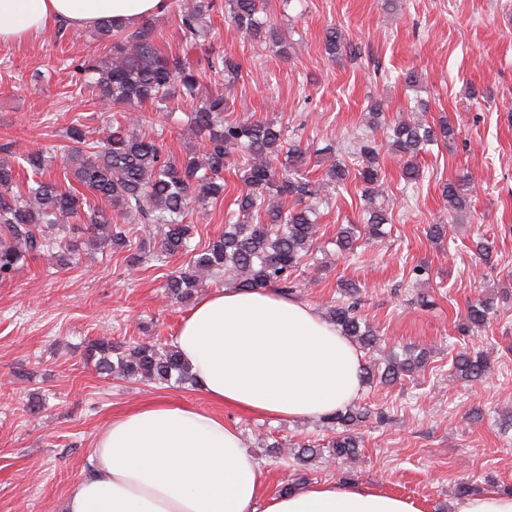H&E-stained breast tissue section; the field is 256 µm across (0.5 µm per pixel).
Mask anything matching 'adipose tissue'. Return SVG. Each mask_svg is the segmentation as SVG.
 <instances>
[{"mask_svg":"<svg viewBox=\"0 0 512 512\" xmlns=\"http://www.w3.org/2000/svg\"><path fill=\"white\" fill-rule=\"evenodd\" d=\"M165 0H0V44L19 45L63 21L126 28ZM174 344L214 403L296 421L327 416L362 389V356L308 303L268 289L201 297ZM93 471L62 512H421L409 498L358 485L265 491L241 434L213 413L165 401L113 417L95 442Z\"/></svg>","mask_w":512,"mask_h":512,"instance_id":"1","label":"adipose tissue"}]
</instances>
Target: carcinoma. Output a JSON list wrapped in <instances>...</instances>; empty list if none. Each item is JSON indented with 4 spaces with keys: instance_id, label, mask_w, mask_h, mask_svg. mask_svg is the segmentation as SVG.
<instances>
[{
    "instance_id": "carcinoma-1",
    "label": "carcinoma",
    "mask_w": 512,
    "mask_h": 512,
    "mask_svg": "<svg viewBox=\"0 0 512 512\" xmlns=\"http://www.w3.org/2000/svg\"><path fill=\"white\" fill-rule=\"evenodd\" d=\"M266 0H224L229 7V27L243 38H268L288 58L290 51L268 19L260 17ZM214 0H177L176 9L182 33V49L164 51L159 36L147 19L127 33L112 22L95 27L94 39L105 43V55L96 53L70 58L74 69L84 74L79 94L94 103L122 112V119L111 123L106 135L90 137V126L73 121L65 129L68 144L55 149L35 148L22 153L11 143L0 145V281L13 278L29 259L54 251L58 262L67 265L80 255L82 245L122 249L127 245L124 224H144L142 244L151 245L150 227L161 228L160 241L152 254L160 261L187 255L186 266L168 276L165 288L169 298L188 303L206 285L232 279L238 288L272 287L284 295L294 293L291 279L316 240L318 225L312 219L314 204L328 188L346 184L353 178L361 185L362 197L370 203L369 218L359 232L354 227L341 229L336 246L352 254L361 237L379 239L381 225L388 217L373 206L379 192L381 145L373 136L363 139L359 167L352 169L338 161L327 167L324 177L310 180L305 152L300 145L287 142V130L273 117L254 120H226L224 94L213 93L200 81L198 70L187 52L211 32L207 24ZM325 51L334 57L356 54L357 47L342 39L335 28H327ZM207 69L234 85L241 78L242 64L224 52L206 58ZM190 106L187 131L203 137L201 151L188 152L178 159L169 155L163 144L134 127L142 122L137 109L150 104L157 112L175 110L174 99ZM426 107L410 109V115L387 121L381 103L375 101L368 112L372 129L383 130L384 145L403 160L400 177L416 184L422 177L418 164L427 146L451 144L457 128L448 119L432 126L425 118ZM242 158L235 166L243 188L233 201L235 209L226 214L224 233L202 249L190 248V210H207L224 199V169L233 154ZM61 163L66 180L83 187L78 191L61 185L53 176L55 163ZM28 179L20 181L19 169ZM470 178L450 181L443 186L448 209L457 214L470 209L467 184ZM288 195L295 205L285 211L277 198ZM85 223L74 224L72 219ZM359 287L348 282L341 298L324 312L325 318L359 348L369 351L377 343L372 326L358 312ZM494 307L492 298L468 307L466 327L484 325ZM101 374H116L124 379L168 384L196 381L190 366L170 343L133 342L116 345L99 339L91 344ZM425 354L400 357L390 353L383 365L364 368L363 380L392 383L422 367ZM453 376L467 382L482 380L488 371L486 357L460 351L451 366ZM379 420L384 413H372L352 404L324 417L336 436L322 448L301 445L293 456L303 461L322 452L353 463L360 456L357 429L370 417Z\"/></svg>"
}]
</instances>
